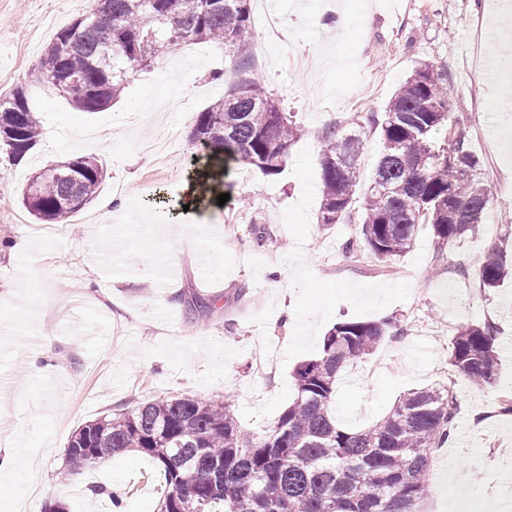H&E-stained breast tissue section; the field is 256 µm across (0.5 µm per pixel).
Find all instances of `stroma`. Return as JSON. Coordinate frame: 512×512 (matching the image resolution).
Here are the masks:
<instances>
[{
  "label": "stroma",
  "instance_id": "obj_1",
  "mask_svg": "<svg viewBox=\"0 0 512 512\" xmlns=\"http://www.w3.org/2000/svg\"><path fill=\"white\" fill-rule=\"evenodd\" d=\"M96 0H0V94L32 81L55 33L95 9ZM281 19L266 28L252 11L259 50L255 73L305 134L279 175L235 162L221 177L225 204L182 212L204 167L189 138L199 112L240 76L230 59L195 65L179 79L178 48L151 70L133 73L112 106L86 113L55 96L31 98L45 132L18 163L0 151V512H42L55 498L72 512H112L95 486H118L123 512H157L167 491L157 464L124 452L82 469L81 483L59 479L72 434L102 415L170 395L230 403L241 426L259 432L294 398L293 371L319 355L325 334L343 320L392 319L403 337L385 338L368 364L372 379L338 382L339 425L366 427L408 390L452 389L460 404L456 437L433 457L421 512H485L512 496V414L499 400L512 385V278L490 291L454 287L488 249H512V155L501 114L475 112V100L512 97V72L488 82L487 57L512 62V40L490 44L485 28L512 15V0H267ZM370 22L360 26L361 13ZM423 62L445 65L457 120L482 166L498 175L475 235L436 256L420 231L396 275L364 249L354 223L323 225L319 132L348 113L381 112ZM92 154L105 178L77 223L40 224L21 203L32 173ZM126 189L111 205L113 185ZM25 241L26 251L11 246ZM167 278L158 281L156 273ZM90 274L98 307L84 305ZM210 310L188 319L192 299ZM468 322L499 326L500 370L493 388H472L449 364L451 338ZM52 344L50 372L30 374L25 356ZM265 349L274 368L254 372Z\"/></svg>",
  "mask_w": 512,
  "mask_h": 512
}]
</instances>
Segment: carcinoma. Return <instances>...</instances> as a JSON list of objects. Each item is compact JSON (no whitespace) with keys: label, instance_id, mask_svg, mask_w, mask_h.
I'll list each match as a JSON object with an SVG mask.
<instances>
[{"label":"carcinoma","instance_id":"carcinoma-1","mask_svg":"<svg viewBox=\"0 0 512 512\" xmlns=\"http://www.w3.org/2000/svg\"><path fill=\"white\" fill-rule=\"evenodd\" d=\"M252 0H98L97 7L60 29L45 47L41 75L84 112L108 107L124 93L135 68H147L164 50L188 43L224 48L237 71L253 70ZM178 41L169 44L172 33ZM448 71L426 62L394 94L385 111L366 117L379 132L381 153L373 179L360 190L361 134L336 125L318 138L322 200L319 221L359 220L362 242L391 264L414 246L421 228L437 251L476 233L493 202L477 179L480 159L454 124L456 101ZM446 129L443 141L437 133ZM41 119L26 88L0 98V148L22 160L39 142ZM191 133L204 139L210 163L199 178L214 179L224 160L240 161L266 176L280 173L303 129L283 112L255 77L198 113ZM66 176L46 166L29 178L22 205L44 224H66L93 201L103 167L92 155L70 159ZM362 198L359 217L354 203ZM512 269L507 254L488 250L475 268L479 287L499 286ZM406 326L343 321L325 335L319 357L293 373L295 397L274 425L242 430L228 403L194 396L142 403L79 428L65 450L67 472L105 457L137 451L153 458L169 486L159 512H420L429 488L432 450L452 439L457 402L448 389L405 393L383 419L359 430L336 425L332 406L339 374L365 359L387 336ZM498 327L457 328L449 364L477 388L497 384Z\"/></svg>","mask_w":512,"mask_h":512}]
</instances>
